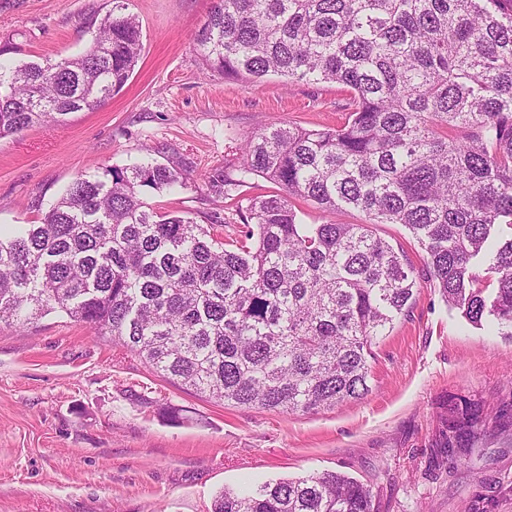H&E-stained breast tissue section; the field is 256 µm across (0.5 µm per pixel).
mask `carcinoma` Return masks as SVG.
I'll return each mask as SVG.
<instances>
[{"label":"carcinoma","instance_id":"obj_1","mask_svg":"<svg viewBox=\"0 0 512 512\" xmlns=\"http://www.w3.org/2000/svg\"><path fill=\"white\" fill-rule=\"evenodd\" d=\"M89 47L51 67L0 62V138L61 124L120 90L142 52L126 0H110ZM203 64L257 83L335 82L353 108L337 128L244 136L237 177L283 193L250 200L224 241L145 198L184 184L178 163L79 176L38 224L0 238V322L51 312L89 325L196 394L282 414L328 410L371 391L380 337L409 315L419 274L375 231L401 224L426 276L473 326L512 337V0H214ZM364 224H305L291 197ZM495 283L486 294L475 268ZM481 416L448 405L439 443L464 466ZM371 487L328 471L223 491L211 512H379Z\"/></svg>","mask_w":512,"mask_h":512}]
</instances>
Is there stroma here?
Segmentation results:
<instances>
[{"label": "stroma", "instance_id": "1", "mask_svg": "<svg viewBox=\"0 0 512 512\" xmlns=\"http://www.w3.org/2000/svg\"><path fill=\"white\" fill-rule=\"evenodd\" d=\"M212 0H129L143 50L122 90L62 124L0 139V235L37 223L81 175L136 161H177L185 186L148 195L161 210L236 237L253 176L233 198L207 190L240 162L244 134L333 128L351 93L337 83L228 80L204 69L196 34ZM108 0H0L11 65L82 53ZM371 392L316 413L210 400L171 384L111 337L50 313L0 322V512H211L224 489L338 471L371 486L380 512H512V427L488 423L465 467L438 443L452 399L494 415L512 396V338L476 328L421 279L408 318L375 349ZM180 408L181 424L163 416Z\"/></svg>", "mask_w": 512, "mask_h": 512}]
</instances>
